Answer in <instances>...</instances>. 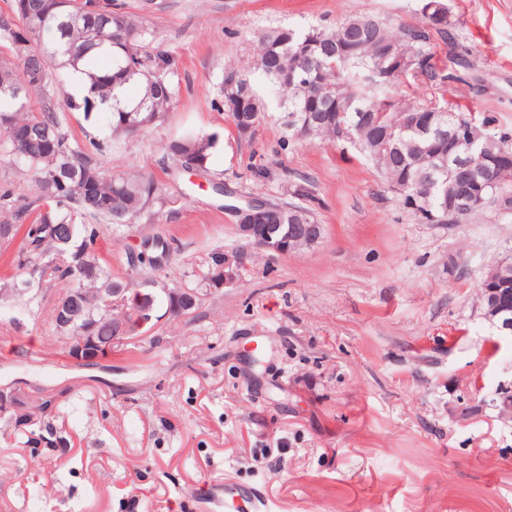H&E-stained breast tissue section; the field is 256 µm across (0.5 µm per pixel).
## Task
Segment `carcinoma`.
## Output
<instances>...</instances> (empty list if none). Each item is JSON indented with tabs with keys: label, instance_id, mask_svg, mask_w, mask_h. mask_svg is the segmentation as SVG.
Here are the masks:
<instances>
[{
	"label": "carcinoma",
	"instance_id": "cac0c4a2",
	"mask_svg": "<svg viewBox=\"0 0 512 512\" xmlns=\"http://www.w3.org/2000/svg\"><path fill=\"white\" fill-rule=\"evenodd\" d=\"M53 3L12 0V14L0 15V38L10 45L21 38L32 51L25 61L14 53L0 56V115H9L24 134L18 141L0 126V154L38 175L35 208L13 209L10 193L0 194V208L11 212L0 232L21 238L19 254L38 278L64 283L61 295L82 290L74 333L93 336L94 349L102 351L112 348L111 338L121 325L130 336L142 334L138 311L121 304L136 285L112 274L98 246L100 228L84 220L130 224L155 199L156 187L140 174L112 173L71 140L54 109L34 110L31 100L46 97L60 71L83 66L89 69L88 94L79 102L70 99L67 106L86 113L104 110L112 134L129 135L147 129V117L162 118L176 102L177 63L166 51L146 50L148 28L118 0H62L63 8L43 17ZM432 29L448 37V24L434 23L427 13L420 27L394 28L351 14L334 29H279L259 37L253 69L278 96L283 126L293 114L309 118L308 141L336 140L339 127L350 129V143L374 162L404 206L429 224H458L489 206L512 205V168L501 166L502 155L512 158V147L489 132L490 117L478 123L448 107L441 94L421 102L402 93L405 79L434 89L448 80L446 69L433 63ZM229 72L236 82L221 86L224 112L233 118L240 104L242 111L265 118L266 104L251 73L235 67ZM19 85L24 86L20 95L15 93ZM424 112L436 113L430 129L414 124ZM453 126L464 141L451 137ZM217 143L214 134L186 135L173 140L168 150L183 164L189 159L205 164ZM470 145L476 151L468 163L483 172L486 201L454 218L446 213L448 183L468 180L457 156ZM270 223L280 225L278 234L285 235L291 224L318 220L310 207L286 203L270 211ZM223 262V252L210 253L207 271L200 276L203 286H213ZM144 305L154 310L162 306L175 318L198 308L175 310L166 294L149 291ZM47 408L46 397L35 404L26 401L6 422L41 427L49 417Z\"/></svg>",
	"mask_w": 512,
	"mask_h": 512
}]
</instances>
